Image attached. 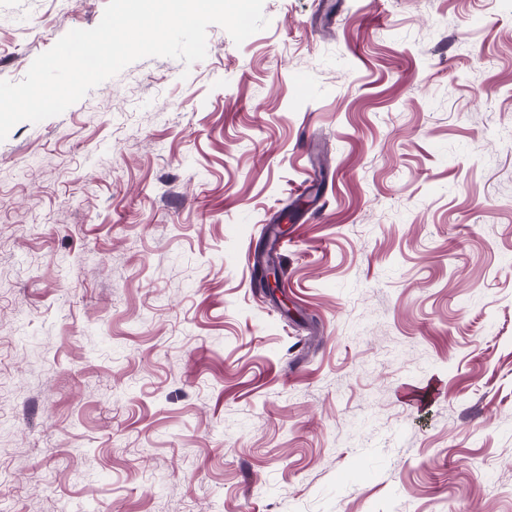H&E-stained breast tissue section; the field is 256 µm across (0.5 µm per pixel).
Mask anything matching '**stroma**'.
Wrapping results in <instances>:
<instances>
[{
    "label": "stroma",
    "instance_id": "stroma-1",
    "mask_svg": "<svg viewBox=\"0 0 512 512\" xmlns=\"http://www.w3.org/2000/svg\"><path fill=\"white\" fill-rule=\"evenodd\" d=\"M264 14L0 141V512H512V8Z\"/></svg>",
    "mask_w": 512,
    "mask_h": 512
}]
</instances>
